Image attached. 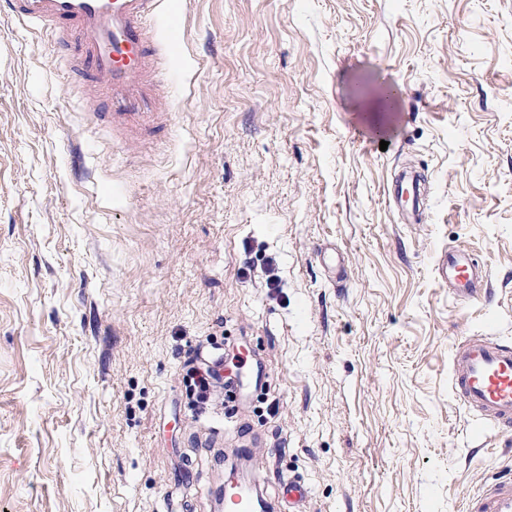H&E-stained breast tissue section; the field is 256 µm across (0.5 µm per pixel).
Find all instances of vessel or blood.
<instances>
[{
  "label": "vessel or blood",
  "mask_w": 512,
  "mask_h": 512,
  "mask_svg": "<svg viewBox=\"0 0 512 512\" xmlns=\"http://www.w3.org/2000/svg\"><path fill=\"white\" fill-rule=\"evenodd\" d=\"M159 0H12L23 22L39 25L78 66L86 96L101 103L94 117L113 133L132 138L142 125L171 114L173 107L157 78L165 71V45L156 37ZM422 196L415 175L400 176L390 203L418 207ZM437 282L460 301L490 299L489 274L466 250L449 248L435 265ZM449 387L454 401L473 417L475 430L512 436V341L471 336L450 354ZM266 373L253 358L249 378H234L227 388L232 406L262 393ZM310 490L302 477L288 476L275 495L235 478L224 482V512H306ZM463 512H512V478L485 483L466 498Z\"/></svg>",
  "instance_id": "b4317fda"
}]
</instances>
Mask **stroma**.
I'll list each match as a JSON object with an SVG mask.
<instances>
[{"instance_id":"obj_1","label":"stroma","mask_w":512,"mask_h":512,"mask_svg":"<svg viewBox=\"0 0 512 512\" xmlns=\"http://www.w3.org/2000/svg\"><path fill=\"white\" fill-rule=\"evenodd\" d=\"M163 3L175 111L136 142L0 7V512H220L232 443L309 512H459L512 475L448 380L462 337L512 339V0ZM406 168L417 224L388 204ZM451 246L493 302L438 284ZM227 346L265 402L193 413L188 363Z\"/></svg>"}]
</instances>
